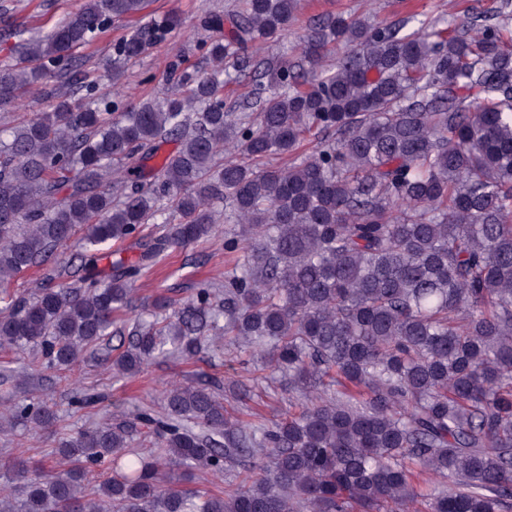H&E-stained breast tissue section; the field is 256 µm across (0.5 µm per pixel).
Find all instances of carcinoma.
<instances>
[{
	"label": "carcinoma",
	"instance_id": "1",
	"mask_svg": "<svg viewBox=\"0 0 512 512\" xmlns=\"http://www.w3.org/2000/svg\"><path fill=\"white\" fill-rule=\"evenodd\" d=\"M148 6L81 0L0 65V110L32 90L46 104L0 128V349L63 369L127 335L112 366L132 377L167 344L190 360L229 336L288 373L301 409L253 423L224 409L223 390L248 397L242 381L174 386L156 410L63 439L49 462L0 452V512H512V0L495 26L448 31L329 14L297 61L252 83L253 112L224 100V65L251 67L300 0L206 17L213 68L169 65L170 95H98L79 51L138 22L112 45L118 85L178 26ZM221 222L224 279L183 302L136 298L143 270ZM126 242L133 257L99 267ZM71 249L79 264L11 288ZM57 423L40 400L0 413L1 432ZM235 466L245 476L222 495L181 487ZM422 474L439 478L426 494Z\"/></svg>",
	"mask_w": 512,
	"mask_h": 512
}]
</instances>
